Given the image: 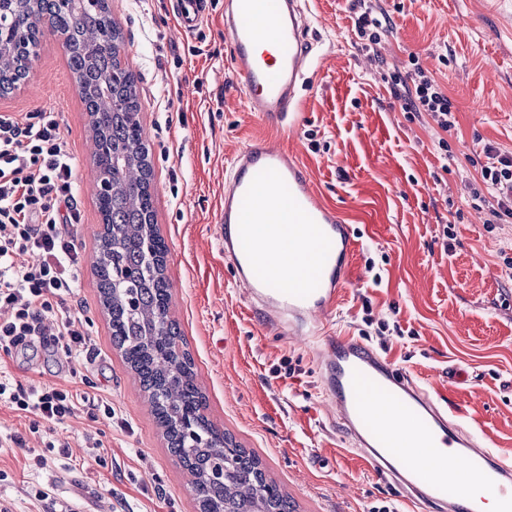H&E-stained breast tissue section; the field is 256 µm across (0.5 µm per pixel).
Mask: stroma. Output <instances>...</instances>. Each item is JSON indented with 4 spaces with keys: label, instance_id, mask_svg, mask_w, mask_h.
<instances>
[{
    "label": "stroma",
    "instance_id": "1",
    "mask_svg": "<svg viewBox=\"0 0 512 512\" xmlns=\"http://www.w3.org/2000/svg\"><path fill=\"white\" fill-rule=\"evenodd\" d=\"M125 36L153 169V210L168 247L170 313L197 368L214 424L254 450L295 512H426L352 450L325 401L312 344L249 314L215 240L226 164L240 146L275 138L297 153L315 189L342 213L356 247L327 337L376 347L436 402L512 455V223L474 208L485 144L512 151V0H383L394 30L380 61L355 30L352 0H310L311 37L323 54L301 94V120L276 132L249 112L230 70L224 0L182 32L172 0H108ZM418 56L447 92L458 125L444 133L405 112L385 75ZM55 113L77 159L82 253L78 328L96 351L78 368L85 391L111 414L82 406L58 429L66 456L40 467L35 453L0 450V505L9 512H198L139 382L113 347L93 263L100 214L89 117L62 40L45 33L26 80L0 97V114ZM447 138L451 158L438 148ZM20 382L53 380L43 346L18 348ZM457 380H449V373ZM101 451L88 448L87 437Z\"/></svg>",
    "mask_w": 512,
    "mask_h": 512
}]
</instances>
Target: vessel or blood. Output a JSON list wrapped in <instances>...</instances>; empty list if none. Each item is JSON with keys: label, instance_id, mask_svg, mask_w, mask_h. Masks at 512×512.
<instances>
[{"label": "vessel or blood", "instance_id": "obj_1", "mask_svg": "<svg viewBox=\"0 0 512 512\" xmlns=\"http://www.w3.org/2000/svg\"><path fill=\"white\" fill-rule=\"evenodd\" d=\"M176 3L183 31L193 32L203 18L197 0ZM307 13L306 0L225 4L230 66L247 109L281 130L299 121V89L317 53L308 37ZM227 173L215 235L237 267L250 312L289 334L320 337L324 317L339 303L355 249L350 225L322 200L296 154L272 141L238 149ZM264 191L287 213V224L277 226L276 233L296 248L301 261L310 262L306 274L287 275L258 259L252 227L268 218L257 200ZM317 351L325 394L351 445L374 471L402 485L407 500L429 505L432 512H476L478 489L496 498L500 512H512V462L453 421L427 389L362 341L339 339L318 345ZM379 403L416 434L418 447H396L374 410Z\"/></svg>", "mask_w": 512, "mask_h": 512}]
</instances>
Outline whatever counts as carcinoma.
Wrapping results in <instances>:
<instances>
[{
    "label": "carcinoma",
    "instance_id": "cac0c4a2",
    "mask_svg": "<svg viewBox=\"0 0 512 512\" xmlns=\"http://www.w3.org/2000/svg\"><path fill=\"white\" fill-rule=\"evenodd\" d=\"M106 12V0H71L65 11L59 0H0V96L12 93L27 77L31 53L43 36V29L21 22L32 14L48 18L50 29L64 40L90 118L97 178L119 186L112 197L98 203L102 228L94 265L112 344L137 375L192 490L205 487L200 512H290L288 495H261L267 478L255 453L240 448L235 457L223 458L212 448L192 445L182 427L190 415L203 436L222 435L208 418L194 360L170 316V283L164 273L167 246L154 224L141 104L134 77L117 50L120 30L112 28L108 39L101 35ZM220 468L229 472L224 483L206 485Z\"/></svg>",
    "mask_w": 512,
    "mask_h": 512
}]
</instances>
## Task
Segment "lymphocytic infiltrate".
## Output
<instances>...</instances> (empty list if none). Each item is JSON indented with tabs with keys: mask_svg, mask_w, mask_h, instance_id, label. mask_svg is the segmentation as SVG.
Returning a JSON list of instances; mask_svg holds the SVG:
<instances>
[{
	"mask_svg": "<svg viewBox=\"0 0 512 512\" xmlns=\"http://www.w3.org/2000/svg\"><path fill=\"white\" fill-rule=\"evenodd\" d=\"M355 29L365 51L392 30L391 16L373 0H355ZM407 112L426 113L442 131L456 126L452 103L418 58L390 76ZM480 177L492 197L494 223L512 218V153L485 145ZM75 159L51 112L36 118L0 115V356L23 343L53 339L66 373L60 381L21 383L0 370V401L31 418L29 431L50 436L88 397L76 386L91 341L76 327L75 295L81 255L69 227L77 218Z\"/></svg>",
	"mask_w": 512,
	"mask_h": 512,
	"instance_id": "1",
	"label": "lymphocytic infiltrate"
}]
</instances>
